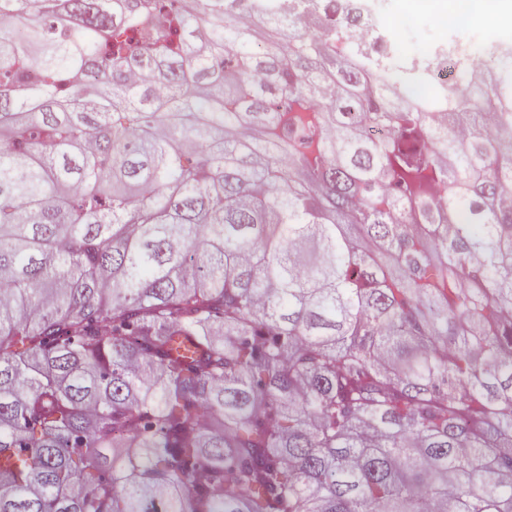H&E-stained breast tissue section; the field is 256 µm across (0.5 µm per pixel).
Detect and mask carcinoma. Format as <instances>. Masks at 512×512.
<instances>
[{"instance_id": "carcinoma-1", "label": "carcinoma", "mask_w": 512, "mask_h": 512, "mask_svg": "<svg viewBox=\"0 0 512 512\" xmlns=\"http://www.w3.org/2000/svg\"><path fill=\"white\" fill-rule=\"evenodd\" d=\"M197 2L0 0V512H512V69ZM262 5L265 11L254 14L250 19L254 28L260 33L255 42V48L261 52L267 47V39H269V33L271 32V25L268 21L269 14L279 11L284 6V2L282 0L264 1Z\"/></svg>"}]
</instances>
